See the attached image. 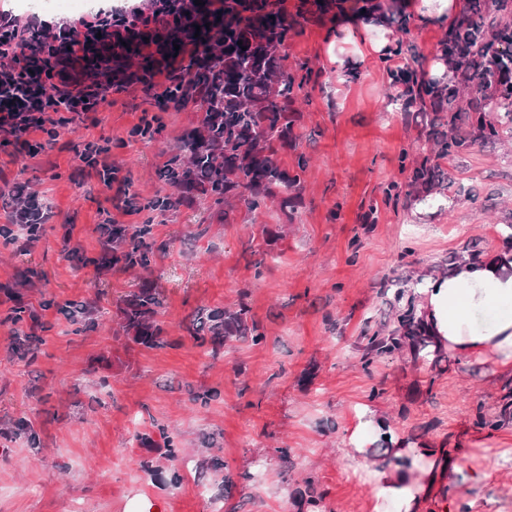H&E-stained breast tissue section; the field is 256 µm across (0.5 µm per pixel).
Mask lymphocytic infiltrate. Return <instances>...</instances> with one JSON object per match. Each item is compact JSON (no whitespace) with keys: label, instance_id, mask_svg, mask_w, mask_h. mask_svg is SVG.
<instances>
[{"label":"lymphocytic infiltrate","instance_id":"1","mask_svg":"<svg viewBox=\"0 0 512 512\" xmlns=\"http://www.w3.org/2000/svg\"><path fill=\"white\" fill-rule=\"evenodd\" d=\"M189 0H149L132 14L102 10L60 22L25 24L0 12V149L37 158L59 128L101 108V74L112 51L149 28L176 30Z\"/></svg>","mask_w":512,"mask_h":512}]
</instances>
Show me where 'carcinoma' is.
I'll return each instance as SVG.
<instances>
[{"instance_id": "carcinoma-1", "label": "carcinoma", "mask_w": 512, "mask_h": 512, "mask_svg": "<svg viewBox=\"0 0 512 512\" xmlns=\"http://www.w3.org/2000/svg\"><path fill=\"white\" fill-rule=\"evenodd\" d=\"M190 4L189 20L183 34L168 37L156 32L150 43L133 41L123 48L122 64L128 75L141 80L161 67L166 58L180 55L188 59L191 83L178 88L185 104L200 105L197 125L182 138L180 153L170 157L159 172L160 180L178 194L182 204L193 203L196 195H209L214 202L234 201L257 212L277 199L284 208L298 197L309 158L299 153L292 168L284 167L278 156L283 150H296V114L285 103L304 89L305 79L288 73L281 48L288 40L296 19L273 0H203ZM512 16V0H469L459 22L441 42L442 57L456 73L455 84L427 81L407 67L411 80L404 83L400 96L412 95L435 107L432 124L443 127L432 132L436 158L456 156L477 145L494 144L500 130L481 106L495 103L512 122V19L494 27L485 26L486 7ZM201 31H196V27ZM179 50H174V45ZM444 173L432 158L416 164L408 188L433 191L444 182ZM20 205L17 216L34 220L43 209L33 195L14 198ZM166 245L156 244L151 224H112L106 230L102 252L83 262L97 269L121 267L147 271ZM37 273L26 268L17 276L15 287L3 286L12 297L7 322L13 326L11 351L20 361L33 362L42 338L25 331L38 321L17 287L33 282ZM162 306L154 282L142 279L123 299L121 326L127 337L148 350L172 345L165 323L159 318ZM58 312L79 331L93 330L98 322L87 317L83 304L65 301L56 304ZM398 326L389 333L364 335L363 368L373 359L392 357L409 347L419 355L428 342L414 321L412 302L399 309ZM190 337L200 347L217 352L227 343L245 336L257 345L265 334L252 318L250 308L239 303L233 309L221 306L198 308L187 326ZM476 424L489 430L502 427L499 416L477 408Z\"/></svg>"}]
</instances>
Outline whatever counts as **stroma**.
Here are the masks:
<instances>
[{"instance_id": "stroma-1", "label": "stroma", "mask_w": 512, "mask_h": 512, "mask_svg": "<svg viewBox=\"0 0 512 512\" xmlns=\"http://www.w3.org/2000/svg\"><path fill=\"white\" fill-rule=\"evenodd\" d=\"M371 2L386 8L384 21L349 34L333 13L303 19L283 48L289 73L309 78L288 103L297 150L310 159L295 207L250 213L199 195L163 214L146 209L197 108L159 112L138 87L113 93L97 126L61 130L47 155L0 152V194L23 183L48 206L38 242L24 251L0 244L1 285L26 265L43 271L21 294L46 325L35 361L17 360L0 295V431H10L0 434V512H68L74 502L83 512H126L138 497L161 512H296L311 483L323 512H369L370 484L342 460L359 404L385 411L407 440L446 441L460 471L447 490L451 512H512V472L500 465L512 453V427L475 423L478 405L493 410L512 394V378L447 352L437 362L407 352L360 361L364 334L396 327L399 289L500 248L512 224L511 134L440 160L443 185L409 194L406 165L431 152L433 110L400 98L385 57L368 46L388 38L428 74L449 23ZM145 112L159 114V131L130 138ZM85 138L108 147L128 190L105 187L74 162L72 146ZM104 224L152 225L168 249L148 272H96L82 259L101 251ZM266 228L284 231L271 251ZM145 277L162 293L173 346L144 349L120 327L121 299ZM68 300L92 308L96 330L77 331L57 312ZM242 301L263 328L262 344L242 338L214 356L185 331L197 307ZM211 389L219 396L208 404L189 398ZM20 417L33 422L39 445L12 431ZM162 430L176 435L178 461L137 438ZM175 469L183 480L173 488ZM475 471L487 479L472 481Z\"/></svg>"}]
</instances>
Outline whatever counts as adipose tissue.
I'll return each mask as SVG.
<instances>
[{
  "mask_svg": "<svg viewBox=\"0 0 512 512\" xmlns=\"http://www.w3.org/2000/svg\"><path fill=\"white\" fill-rule=\"evenodd\" d=\"M414 293L435 349L465 361H491L512 375V248L463 258ZM355 419L344 468L372 485L371 512H432L445 502L451 461L443 444L401 438L387 416L366 404L356 408ZM383 439L390 444L387 459L366 468L368 446Z\"/></svg>",
  "mask_w": 512,
  "mask_h": 512,
  "instance_id": "ef3b65f1",
  "label": "adipose tissue"
}]
</instances>
